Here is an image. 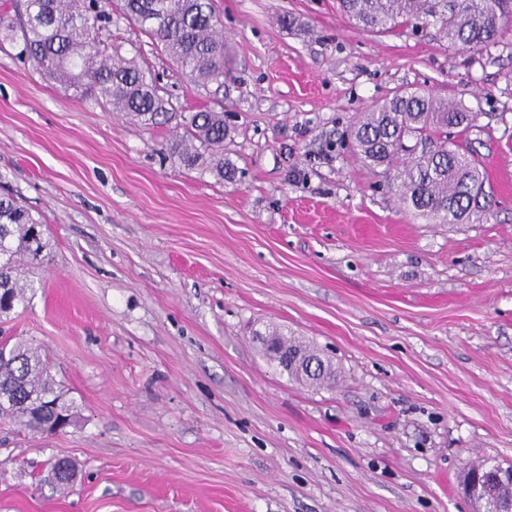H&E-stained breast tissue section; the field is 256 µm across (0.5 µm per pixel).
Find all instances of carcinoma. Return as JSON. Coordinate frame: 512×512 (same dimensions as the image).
I'll return each instance as SVG.
<instances>
[{"mask_svg":"<svg viewBox=\"0 0 512 512\" xmlns=\"http://www.w3.org/2000/svg\"><path fill=\"white\" fill-rule=\"evenodd\" d=\"M363 29L380 32L433 28L451 45L488 50L500 45L512 0H339ZM20 55L46 78L84 89L144 125L158 118L182 130L169 145L188 169L224 178V111L178 112L159 94L151 73L112 44V13L99 0H24ZM119 17L160 43L192 83L224 84L222 22L212 0H120ZM465 107L420 91H405L360 114L351 132L356 157L408 210L436 224H470L490 213L482 167L474 155L448 140L474 121ZM47 248L42 224L12 198L0 197V317L25 304L33 283L22 269ZM274 343L304 352L311 347L275 328ZM72 405L42 359L39 348L17 341L0 350V417L37 433L41 424Z\"/></svg>","mask_w":512,"mask_h":512,"instance_id":"carcinoma-1","label":"carcinoma"}]
</instances>
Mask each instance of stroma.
<instances>
[{
	"mask_svg": "<svg viewBox=\"0 0 512 512\" xmlns=\"http://www.w3.org/2000/svg\"><path fill=\"white\" fill-rule=\"evenodd\" d=\"M213 5L220 92L123 19L112 40L179 110L221 103L230 180L175 164L173 124L0 44V194L49 241L0 335L41 347L75 405L54 434L0 420V512H475L464 469L512 463V23L486 52L359 28L337 0ZM415 89L475 112L483 222L415 216L345 145ZM271 327L334 381L289 380L261 352Z\"/></svg>",
	"mask_w": 512,
	"mask_h": 512,
	"instance_id": "35a3bbf8",
	"label": "stroma"
}]
</instances>
